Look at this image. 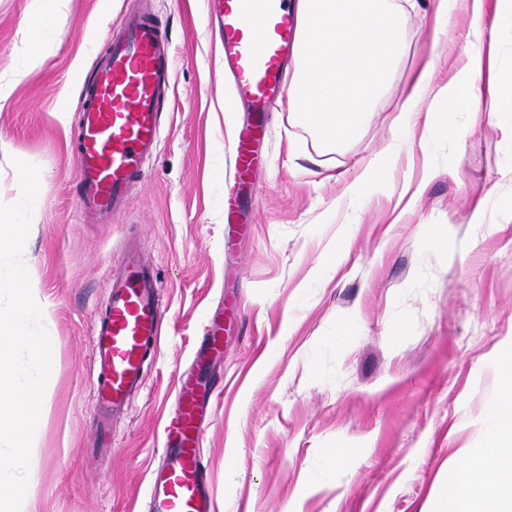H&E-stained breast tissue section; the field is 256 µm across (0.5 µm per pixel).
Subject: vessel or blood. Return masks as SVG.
Masks as SVG:
<instances>
[{"label":"vessel or blood","instance_id":"1","mask_svg":"<svg viewBox=\"0 0 512 512\" xmlns=\"http://www.w3.org/2000/svg\"><path fill=\"white\" fill-rule=\"evenodd\" d=\"M290 0H213L223 36L224 60L237 91L262 127L268 103L288 93V59L297 44ZM262 28L253 38V25ZM174 59L154 14L127 12L120 35L96 60L81 88L75 135L78 205L83 216L107 222L124 213L134 185L143 182L144 164L155 152L162 108L168 99ZM252 133L233 147L234 185L224 202L228 223L241 219V199L257 161ZM160 283L134 250L113 275L104 313L93 329L97 366L94 386L95 445L112 447L114 415L145 386V362L162 325ZM209 392L191 373L180 374L177 408L165 423L163 461L149 483L150 512H209L210 496L201 457L203 409Z\"/></svg>","mask_w":512,"mask_h":512}]
</instances>
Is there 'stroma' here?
I'll return each instance as SVG.
<instances>
[{"label":"stroma","mask_w":512,"mask_h":512,"mask_svg":"<svg viewBox=\"0 0 512 512\" xmlns=\"http://www.w3.org/2000/svg\"><path fill=\"white\" fill-rule=\"evenodd\" d=\"M133 0H60L31 46L39 0H0V203L21 192L13 159L40 168L23 262L55 339L31 449L36 512H148L177 375L197 369L207 321L224 350L205 415L211 512H433L435 484L458 452L484 456L488 413L512 348V106L455 142L399 141L391 111L432 46L433 17L410 15V52L362 139L322 152L277 103L256 143L246 220L224 221L235 130L253 115L221 76L208 0H151L176 59L156 152L126 212L84 221L69 141L78 91ZM65 101L67 122L56 117ZM395 148L383 180L337 206L373 155ZM436 170L416 207L425 168ZM484 199L479 223L473 202ZM442 224L443 242L425 225ZM162 285L160 340L144 390L112 422V453L91 456L92 328L127 245ZM347 449L329 465L327 453Z\"/></svg>","instance_id":"stroma-1"}]
</instances>
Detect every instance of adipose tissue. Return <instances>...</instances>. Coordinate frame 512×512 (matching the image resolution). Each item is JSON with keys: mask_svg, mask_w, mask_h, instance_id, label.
<instances>
[{"mask_svg": "<svg viewBox=\"0 0 512 512\" xmlns=\"http://www.w3.org/2000/svg\"><path fill=\"white\" fill-rule=\"evenodd\" d=\"M462 0H297L298 43L288 71V112L326 149L359 141L374 107L408 48L405 18L428 3L447 20ZM473 39L443 85L435 63L415 74L396 106L401 135L422 130L429 140L461 137L463 120L496 123L498 106L512 104V67H504L493 39L496 23L512 22V0H463ZM434 104L423 107L425 95ZM503 390L493 402L482 459L452 462L435 488L436 512H512V351L499 365Z\"/></svg>", "mask_w": 512, "mask_h": 512, "instance_id": "ef3b65f1", "label": "adipose tissue"}]
</instances>
